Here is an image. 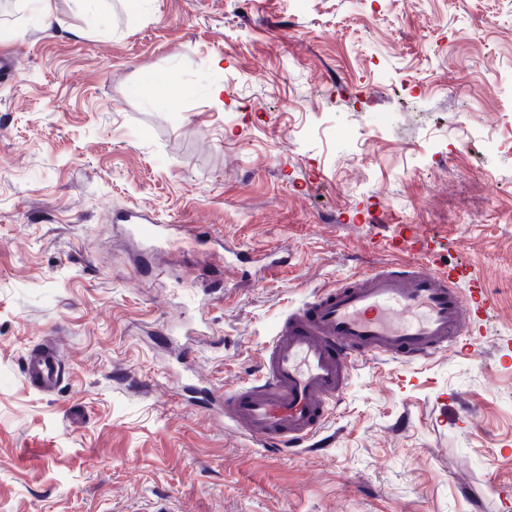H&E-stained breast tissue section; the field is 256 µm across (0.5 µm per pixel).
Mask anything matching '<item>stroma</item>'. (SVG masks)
I'll return each instance as SVG.
<instances>
[{
	"label": "stroma",
	"instance_id": "1",
	"mask_svg": "<svg viewBox=\"0 0 512 512\" xmlns=\"http://www.w3.org/2000/svg\"><path fill=\"white\" fill-rule=\"evenodd\" d=\"M53 7L0 0V512H512V0ZM125 207L185 251L143 252ZM405 224L492 300L470 348L363 359L318 450L175 392L254 382L280 319ZM218 238L292 261L260 277ZM47 336L52 396L22 374Z\"/></svg>",
	"mask_w": 512,
	"mask_h": 512
}]
</instances>
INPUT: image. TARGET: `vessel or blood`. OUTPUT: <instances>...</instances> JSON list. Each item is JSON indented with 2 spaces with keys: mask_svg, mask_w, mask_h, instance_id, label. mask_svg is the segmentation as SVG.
Instances as JSON below:
<instances>
[{
  "mask_svg": "<svg viewBox=\"0 0 512 512\" xmlns=\"http://www.w3.org/2000/svg\"><path fill=\"white\" fill-rule=\"evenodd\" d=\"M114 220L146 248L157 247L169 231L141 211L126 210ZM489 309L486 295L463 296L451 274L411 255L343 279L283 317L264 347L257 382L224 391L186 385L182 392L223 416L230 435L266 449L300 448L324 427L359 361L429 359L457 344ZM23 372L32 388L49 394L58 390L64 369L45 344L26 353Z\"/></svg>",
  "mask_w": 512,
  "mask_h": 512,
  "instance_id": "b4317fda",
  "label": "vessel or blood"
}]
</instances>
